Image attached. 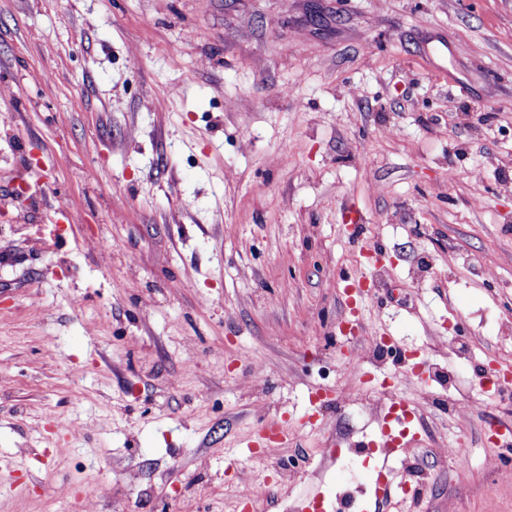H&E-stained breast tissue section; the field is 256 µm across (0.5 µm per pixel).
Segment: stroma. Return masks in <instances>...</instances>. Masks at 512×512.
<instances>
[{
	"label": "stroma",
	"mask_w": 512,
	"mask_h": 512,
	"mask_svg": "<svg viewBox=\"0 0 512 512\" xmlns=\"http://www.w3.org/2000/svg\"><path fill=\"white\" fill-rule=\"evenodd\" d=\"M511 315L512 0H0V512H512ZM416 417L415 411L409 405L399 402L393 403L384 413L383 420L385 426L382 429V453L385 455H400L403 450V444L398 436H395L390 427V423L404 425L413 421Z\"/></svg>",
	"instance_id": "35a3bbf8"
}]
</instances>
